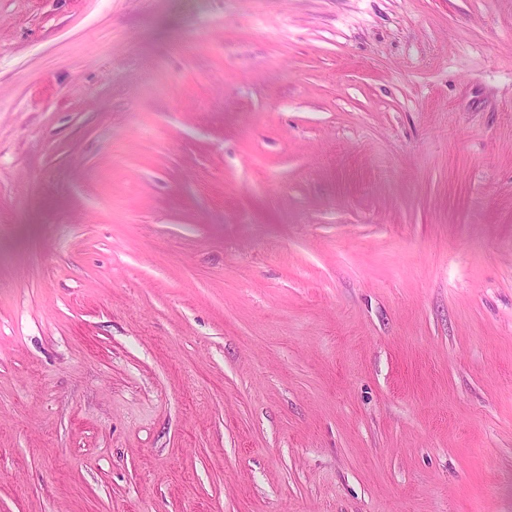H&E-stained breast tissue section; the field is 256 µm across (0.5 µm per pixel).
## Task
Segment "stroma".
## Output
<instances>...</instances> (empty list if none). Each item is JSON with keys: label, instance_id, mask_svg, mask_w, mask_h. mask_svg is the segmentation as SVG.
I'll list each match as a JSON object with an SVG mask.
<instances>
[{"label": "stroma", "instance_id": "35a3bbf8", "mask_svg": "<svg viewBox=\"0 0 512 512\" xmlns=\"http://www.w3.org/2000/svg\"><path fill=\"white\" fill-rule=\"evenodd\" d=\"M0 512H512V0H0Z\"/></svg>", "mask_w": 512, "mask_h": 512}]
</instances>
